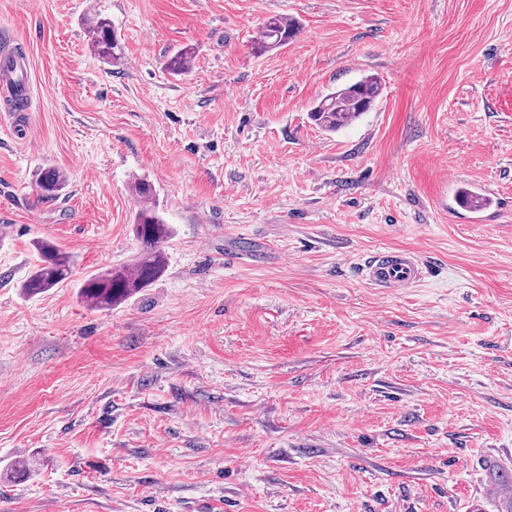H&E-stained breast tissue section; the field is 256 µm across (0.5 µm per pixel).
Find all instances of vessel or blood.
Listing matches in <instances>:
<instances>
[{"label": "vessel or blood", "mask_w": 512, "mask_h": 512, "mask_svg": "<svg viewBox=\"0 0 512 512\" xmlns=\"http://www.w3.org/2000/svg\"><path fill=\"white\" fill-rule=\"evenodd\" d=\"M10 34L0 35V87L23 86L27 73L24 58L9 50ZM427 266L416 252L387 249L370 256L360 269L362 280L369 286L389 292L417 287L426 278Z\"/></svg>", "instance_id": "vessel-or-blood-1"}]
</instances>
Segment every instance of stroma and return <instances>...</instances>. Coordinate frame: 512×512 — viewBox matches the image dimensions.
<instances>
[{
  "label": "stroma",
  "mask_w": 512,
  "mask_h": 512,
  "mask_svg": "<svg viewBox=\"0 0 512 512\" xmlns=\"http://www.w3.org/2000/svg\"><path fill=\"white\" fill-rule=\"evenodd\" d=\"M96 12L109 64L85 0H0L28 61L25 109L0 97V512H506L512 483L482 489L487 457L512 459V0ZM274 16L300 31L257 54ZM367 75L369 112L312 123ZM51 167L67 185L39 197ZM136 176L167 269L99 309L81 284L137 259ZM39 240L74 270L29 297ZM243 241L260 261L231 259ZM383 248L428 278L366 285ZM88 33L95 53L103 60L116 58V50H119V43L112 30L111 22L96 16L88 28ZM382 92L381 82L365 77L325 96L310 111L323 131L335 133L368 112Z\"/></svg>",
  "instance_id": "stroma-1"
}]
</instances>
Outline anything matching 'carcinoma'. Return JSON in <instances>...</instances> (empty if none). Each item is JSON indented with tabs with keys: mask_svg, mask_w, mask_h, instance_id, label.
Listing matches in <instances>:
<instances>
[{
	"mask_svg": "<svg viewBox=\"0 0 512 512\" xmlns=\"http://www.w3.org/2000/svg\"><path fill=\"white\" fill-rule=\"evenodd\" d=\"M299 24L293 19L271 17L263 26L261 37L256 42L260 52L282 46L296 36ZM88 33L95 53L103 60L116 58L118 39L111 22L100 16L94 18ZM191 53L180 50L165 63V69L174 76L189 71ZM382 92L381 82L375 77H365L325 96L310 111L311 120L323 131L335 133L353 120L369 111ZM64 174L48 169L41 177L38 188L43 197H52L65 187ZM132 192L139 202L135 213L133 230L141 244L134 267H111L91 274L81 286V295L100 309H110L141 289L158 280L166 270V258L161 244L171 234L156 203L153 184L145 178H137ZM39 263L23 283L29 296L43 294L60 282L68 279L74 265L73 256L45 241L36 243Z\"/></svg>",
	"mask_w": 512,
	"mask_h": 512,
	"instance_id": "carcinoma-1",
	"label": "carcinoma"
}]
</instances>
